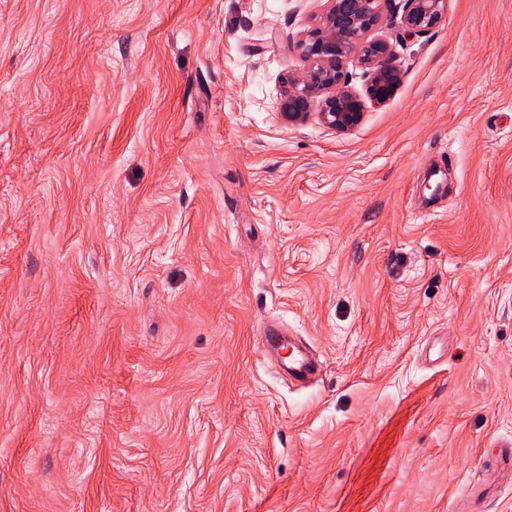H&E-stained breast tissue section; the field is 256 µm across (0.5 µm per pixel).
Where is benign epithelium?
I'll use <instances>...</instances> for the list:
<instances>
[{"instance_id": "obj_1", "label": "benign epithelium", "mask_w": 512, "mask_h": 512, "mask_svg": "<svg viewBox=\"0 0 512 512\" xmlns=\"http://www.w3.org/2000/svg\"><path fill=\"white\" fill-rule=\"evenodd\" d=\"M381 0H325L296 43L307 63L305 71L288 80L278 98V117L302 124L314 115L325 127L348 132L363 120L366 102L380 105L395 93L400 69L389 43L370 37L381 22ZM401 28L408 36L439 24L447 0H402ZM358 58L366 68L367 98L360 97L344 76L345 63Z\"/></svg>"}]
</instances>
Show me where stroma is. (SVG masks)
<instances>
[{
    "label": "stroma",
    "instance_id": "1",
    "mask_svg": "<svg viewBox=\"0 0 512 512\" xmlns=\"http://www.w3.org/2000/svg\"><path fill=\"white\" fill-rule=\"evenodd\" d=\"M323 5L0 0V512H512V0L383 5L346 133ZM324 2L322 12L296 43L307 67L288 80L276 111L289 125L302 124L314 114L325 127L348 132L362 122L366 101L349 87L345 63L356 57L365 65L367 98L374 105L393 96L400 69L389 43L370 38L382 19L381 0ZM401 28L408 36L421 34L439 24L447 0H402ZM286 331L275 325H268L263 332V345L268 352H275L279 357L280 367L295 382H306L311 376L320 372L321 363L315 353L300 342L293 343L282 335ZM286 347L289 349L288 357L280 356V351Z\"/></svg>",
    "mask_w": 512,
    "mask_h": 512
}]
</instances>
